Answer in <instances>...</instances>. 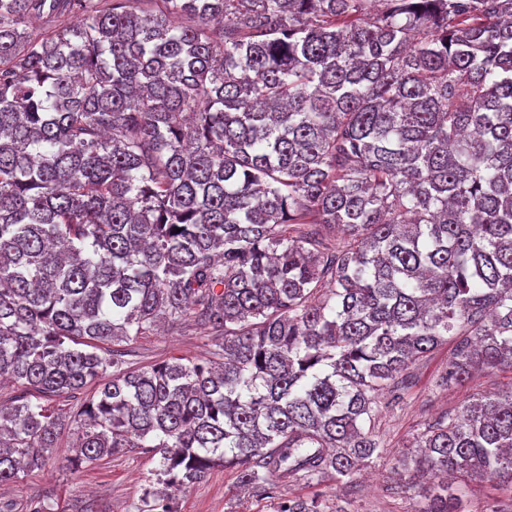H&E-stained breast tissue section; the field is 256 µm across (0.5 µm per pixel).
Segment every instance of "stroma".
<instances>
[{
    "instance_id": "stroma-1",
    "label": "stroma",
    "mask_w": 512,
    "mask_h": 512,
    "mask_svg": "<svg viewBox=\"0 0 512 512\" xmlns=\"http://www.w3.org/2000/svg\"><path fill=\"white\" fill-rule=\"evenodd\" d=\"M209 342L196 327H164L130 337L120 347L129 351L131 362L145 366L171 357H204ZM454 348L445 343L409 368L403 401L382 398L373 424L382 454L350 486L339 488L328 478L316 485L291 482L281 487L279 497H266L242 490L235 471L220 468L179 496L178 512H278L280 498L313 496L321 499L324 512H420L423 500L417 489L393 473L396 460L428 424L456 413L473 396L512 384L508 371L478 376L462 386L440 384ZM72 442V435H62L56 458L45 469L0 485V500L12 502L15 512H30L40 504L50 512H143L145 492L156 485L157 456L137 450L75 469L67 462ZM494 504L500 512H512V489L490 477L465 481L464 512H489Z\"/></svg>"
}]
</instances>
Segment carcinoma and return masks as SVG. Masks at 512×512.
I'll list each match as a JSON object with an SVG mask.
<instances>
[{
    "mask_svg": "<svg viewBox=\"0 0 512 512\" xmlns=\"http://www.w3.org/2000/svg\"><path fill=\"white\" fill-rule=\"evenodd\" d=\"M188 318L210 357L117 348ZM450 337L443 382L512 370V0H0V484L70 431L159 456L148 512L219 466L348 484ZM414 447L422 512L512 485V389Z\"/></svg>",
    "mask_w": 512,
    "mask_h": 512,
    "instance_id": "cac0c4a2",
    "label": "carcinoma"
}]
</instances>
